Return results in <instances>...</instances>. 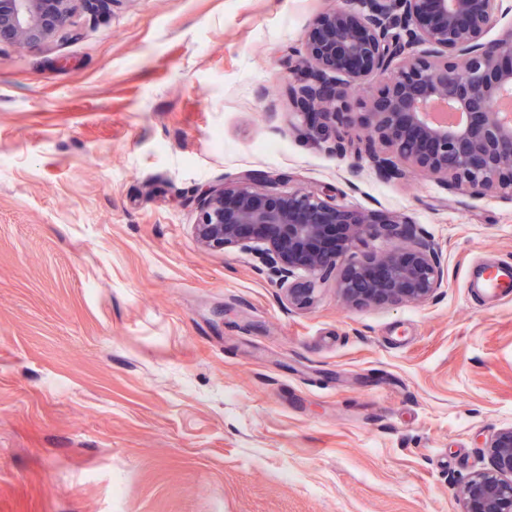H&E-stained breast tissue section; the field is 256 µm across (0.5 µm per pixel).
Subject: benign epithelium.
<instances>
[{"instance_id": "1", "label": "benign epithelium", "mask_w": 512, "mask_h": 512, "mask_svg": "<svg viewBox=\"0 0 512 512\" xmlns=\"http://www.w3.org/2000/svg\"><path fill=\"white\" fill-rule=\"evenodd\" d=\"M77 0H0V37L25 48L64 29ZM499 0H337L305 35V54L283 89L311 129L335 131L332 150L366 160L385 181L411 173L449 192L512 199V26L498 38ZM376 84L351 112L339 83ZM359 125L365 134L347 139ZM285 175L249 172L197 196V239L239 247L288 281L337 268L365 238L388 248L341 271L349 306L424 303L445 271L435 244L404 214L356 210L323 191L280 190ZM490 467L462 488L463 512H512V427L491 435Z\"/></svg>"}]
</instances>
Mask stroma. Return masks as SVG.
<instances>
[{"mask_svg": "<svg viewBox=\"0 0 512 512\" xmlns=\"http://www.w3.org/2000/svg\"><path fill=\"white\" fill-rule=\"evenodd\" d=\"M332 0H79L0 40V512H462L512 426V200L379 180L282 89ZM247 171L406 213L442 253L423 304L351 308L194 233ZM468 288H476L484 298L503 300L512 295V261L500 259L482 270Z\"/></svg>", "mask_w": 512, "mask_h": 512, "instance_id": "stroma-1", "label": "stroma"}]
</instances>
